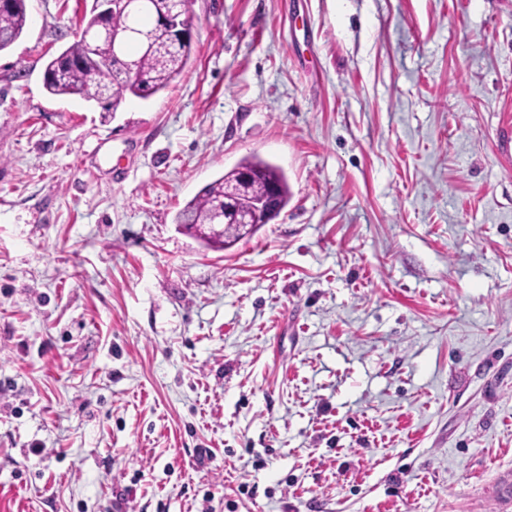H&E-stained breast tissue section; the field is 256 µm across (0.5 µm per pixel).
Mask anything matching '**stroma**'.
Instances as JSON below:
<instances>
[{
  "label": "stroma",
  "instance_id": "1",
  "mask_svg": "<svg viewBox=\"0 0 512 512\" xmlns=\"http://www.w3.org/2000/svg\"><path fill=\"white\" fill-rule=\"evenodd\" d=\"M90 6L0 52V512H512V0H191L112 115L43 87ZM242 171L252 173L250 182L243 185L239 180ZM270 185H274L278 190L280 212L288 203L289 198L288 179L283 170L256 156L242 158L232 169L204 186L193 198L187 201L177 212L174 219L175 224H179V226L181 224H196L201 231L208 224H213L212 228L219 232L223 228V224L215 223L224 221L225 210L228 218H239L237 210L232 207L233 191L229 190L235 188L237 190L235 194L237 208L241 212L251 214L254 221L251 230V235H253L261 226L267 224L264 216L257 217L255 215L254 202L262 197L255 203V208L267 213H274L279 207L275 193L271 192L264 196ZM224 228V236L223 237H211V236H201L197 235L199 239L204 243V245L208 248H216V249H225L231 247L236 242L241 240V234L239 231L238 223L235 220H228Z\"/></svg>",
  "mask_w": 512,
  "mask_h": 512
}]
</instances>
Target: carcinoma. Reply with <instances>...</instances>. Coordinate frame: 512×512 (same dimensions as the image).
I'll return each instance as SVG.
<instances>
[{"instance_id": "obj_1", "label": "carcinoma", "mask_w": 512, "mask_h": 512, "mask_svg": "<svg viewBox=\"0 0 512 512\" xmlns=\"http://www.w3.org/2000/svg\"><path fill=\"white\" fill-rule=\"evenodd\" d=\"M159 0H141L132 10L117 17L130 31L122 46L94 37L101 18L90 11L82 19V29L92 38L76 39L47 62L44 89L59 98L78 97L97 103L104 112H116L127 98L147 100L166 89L180 76L191 60L193 50L190 30L167 38L159 33L148 44L141 33L159 25ZM27 24L26 0H0V52L9 48L23 33ZM120 56L135 61L136 77L129 76L120 65L112 68L104 62ZM278 190L280 207L288 203V179L281 168L256 156L241 159L232 169L204 186L177 212L175 223L195 224L203 230L209 224L224 221V196L234 188L239 211L252 215V231L266 224L264 217L254 215V202L263 197L270 186ZM226 222V221H224ZM208 248L225 249L241 240L237 221L229 220L224 236H202Z\"/></svg>"}]
</instances>
